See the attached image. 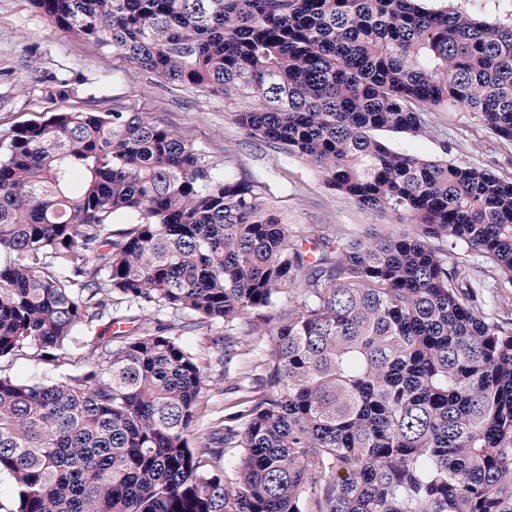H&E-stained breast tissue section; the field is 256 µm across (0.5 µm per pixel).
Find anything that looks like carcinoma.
Listing matches in <instances>:
<instances>
[{
  "instance_id": "carcinoma-1",
  "label": "carcinoma",
  "mask_w": 512,
  "mask_h": 512,
  "mask_svg": "<svg viewBox=\"0 0 512 512\" xmlns=\"http://www.w3.org/2000/svg\"><path fill=\"white\" fill-rule=\"evenodd\" d=\"M172 83L254 104L249 136L363 211L296 244L255 178L138 112H48L0 136V512H512V178L397 152L381 131L472 112L512 142V20L426 0H33ZM288 308L277 309L283 296ZM273 338L198 424L182 340ZM238 448L236 481L217 463ZM87 349L72 348L59 361L49 362L33 357L34 350L10 362H2L3 369L12 377L34 382L53 383L82 374L86 367L83 356Z\"/></svg>"
}]
</instances>
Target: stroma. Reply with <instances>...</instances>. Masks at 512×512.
I'll use <instances>...</instances> for the list:
<instances>
[{"mask_svg":"<svg viewBox=\"0 0 512 512\" xmlns=\"http://www.w3.org/2000/svg\"><path fill=\"white\" fill-rule=\"evenodd\" d=\"M61 81L69 85L68 96L49 98L51 86ZM246 106L243 100L168 84L134 67L117 51L76 39L52 24L32 0H0V135L14 126L41 120L49 111L118 108L139 112L203 149L217 166L264 181L272 202L296 235L312 233L321 224H341L354 236L370 225L387 224L386 216L364 212L329 189L303 160L284 156L246 136L234 120L235 112ZM430 120L447 132V142L387 131L380 137L398 152L444 157L512 177V143L492 134L473 113L443 109L431 113ZM223 331V325L215 324L183 336L212 377L201 398L208 420L222 415L231 388L251 375L257 360L267 356L272 347L270 337H243L225 369L217 365L211 343L212 337ZM85 367L84 352L76 348L55 362L29 354L6 364L9 375L44 383L82 374Z\"/></svg>","mask_w":512,"mask_h":512,"instance_id":"stroma-1","label":"stroma"}]
</instances>
